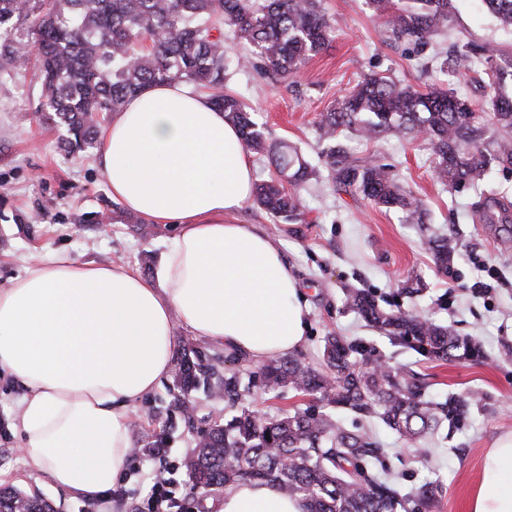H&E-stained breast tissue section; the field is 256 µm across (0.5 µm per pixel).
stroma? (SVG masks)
I'll use <instances>...</instances> for the list:
<instances>
[{
	"label": "stroma",
	"mask_w": 512,
	"mask_h": 512,
	"mask_svg": "<svg viewBox=\"0 0 512 512\" xmlns=\"http://www.w3.org/2000/svg\"><path fill=\"white\" fill-rule=\"evenodd\" d=\"M455 25L438 39L435 51L416 53L411 45L394 44L367 0H323L336 22L329 47L310 59L297 77L274 81L260 72L233 74L228 92L256 109L270 140L297 146L312 163H320L322 145L317 122L351 84L371 72L392 75L404 84L425 81L424 65L433 52H448L457 40L469 37L512 44V35L499 30L481 0H455ZM61 133L44 120L38 80L33 69L18 70L0 84V288L23 273L31 252H61L78 261L124 263L152 281L173 235L171 228L152 225L141 236L125 224V208H117L108 227L75 225L76 215L102 210L112 192L97 168L95 153L71 157L60 148ZM351 151L376 153L392 165L405 188L428 213L425 227L401 223L397 213L375 206L361 196L336 191L331 182L297 187L305 207L299 224H276L254 204L239 213L240 222L264 227L279 242L310 303L305 345L297 352L317 362L323 336L333 332L368 341L392 366L418 374L435 399L454 393L470 399L464 422L442 427L422 445L401 440L383 423L366 429L387 452L392 474L406 486L430 481L440 492L426 512H468V502L481 472L483 456L499 436L512 432V237L494 225L479 223L474 205L480 191L446 188L434 176L430 150L423 138L388 137L367 143L349 136ZM452 236L458 243L453 262L440 269L427 239ZM424 284L420 295L408 296L406 282ZM347 288L372 291L382 306L400 305L448 324L461 336L478 342L481 359L426 360L409 349L392 346L343 303ZM230 368L243 386L241 406L270 416L312 405L309 396L284 391L260 394L254 386L257 362L240 358ZM172 379H165L129 413L133 441L165 433L163 460L131 457L128 477L111 492L121 512L147 498L146 476L159 468H176L178 505L172 512H216L213 499L196 510L188 478L179 465L194 446L198 432L224 412V402L197 394V411L185 419L171 403ZM21 386L0 369V483L50 499L57 512H81L83 498L55 490L46 474L29 471L18 451L13 431Z\"/></svg>",
	"instance_id": "35a3bbf8"
}]
</instances>
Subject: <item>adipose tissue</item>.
Segmentation results:
<instances>
[{"label": "adipose tissue", "instance_id": "ef3b65f1", "mask_svg": "<svg viewBox=\"0 0 512 512\" xmlns=\"http://www.w3.org/2000/svg\"><path fill=\"white\" fill-rule=\"evenodd\" d=\"M96 165L113 198L176 233L156 282L123 264L32 258L0 289V369L23 388L14 428L27 467L97 503L122 481L130 410L168 375L176 329L263 362L300 349L310 309L284 252L237 212L255 173L237 128L186 85L130 97ZM218 512H306L302 499L243 481ZM469 512H512V432L484 454Z\"/></svg>", "mask_w": 512, "mask_h": 512}]
</instances>
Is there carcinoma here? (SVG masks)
Instances as JSON below:
<instances>
[{
  "label": "carcinoma",
  "instance_id": "carcinoma-1",
  "mask_svg": "<svg viewBox=\"0 0 512 512\" xmlns=\"http://www.w3.org/2000/svg\"><path fill=\"white\" fill-rule=\"evenodd\" d=\"M369 2L386 36L418 52L452 21L453 0ZM482 4L501 28L512 31V0ZM226 25L250 48L237 68L283 82L327 48L336 31L322 0H0V81L33 64L48 108L45 121L65 129L61 147L72 156L95 148L105 115L121 111L141 88L193 86L224 112L250 151L268 158L273 171L255 183L254 202L276 224L302 222V200L290 188L323 177L400 213L405 224H424L420 200L398 182L392 167L372 155L352 154L341 141L346 133L367 141L425 136L435 174L453 188L479 185L494 167L512 169V48L470 40L437 63L448 77L476 74L486 91L479 107L433 74L419 88L376 72L364 75L321 114L323 175L297 148L269 141L253 111L224 91ZM28 27L33 41L23 39ZM145 40L149 46L139 48ZM498 203L494 196L478 202L479 221L511 224L508 210H494ZM428 244L437 265L448 268L456 241L432 237ZM344 303L393 345L423 358L483 355L473 339L417 312L385 310L364 289H346ZM382 359L363 340L331 333L315 364L291 356L267 360L258 370L263 393L291 389L313 397L316 408L271 417L246 407L224 414L182 462L190 489L222 491L250 480L303 498L307 512H401L413 499L426 508L439 486L428 482L407 490L389 478L384 450L367 433L348 429L339 413L379 420L417 443L445 421L460 422L470 403L453 394L444 402L432 400L415 378L376 368ZM199 391L233 407L241 383L235 372L219 371L209 355L187 343L176 360L170 395L184 409ZM0 512L55 510L39 496L0 486Z\"/></svg>",
  "mask_w": 512,
  "mask_h": 512
}]
</instances>
